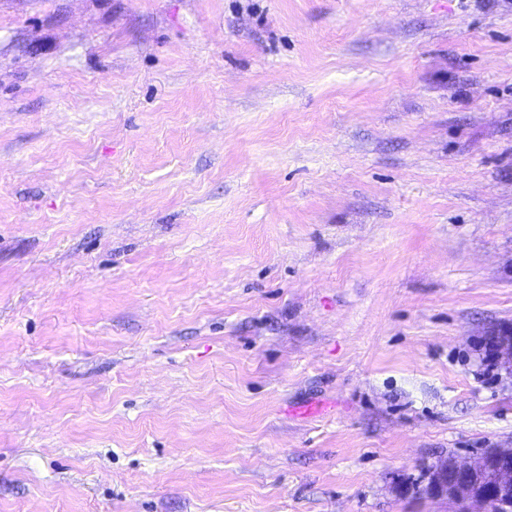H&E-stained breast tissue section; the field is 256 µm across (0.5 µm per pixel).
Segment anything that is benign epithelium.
I'll list each match as a JSON object with an SVG mask.
<instances>
[{
    "label": "benign epithelium",
    "instance_id": "1",
    "mask_svg": "<svg viewBox=\"0 0 512 512\" xmlns=\"http://www.w3.org/2000/svg\"><path fill=\"white\" fill-rule=\"evenodd\" d=\"M496 356L512 369V329L500 333ZM423 493L433 499L455 497L467 512H512V452L488 448L473 459L455 457L431 466Z\"/></svg>",
    "mask_w": 512,
    "mask_h": 512
}]
</instances>
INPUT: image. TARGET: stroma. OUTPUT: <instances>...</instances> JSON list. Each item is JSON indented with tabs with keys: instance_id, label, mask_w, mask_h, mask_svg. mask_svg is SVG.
Here are the masks:
<instances>
[{
	"instance_id": "stroma-1",
	"label": "stroma",
	"mask_w": 512,
	"mask_h": 512,
	"mask_svg": "<svg viewBox=\"0 0 512 512\" xmlns=\"http://www.w3.org/2000/svg\"><path fill=\"white\" fill-rule=\"evenodd\" d=\"M507 326L512 0H0V512H448Z\"/></svg>"
}]
</instances>
